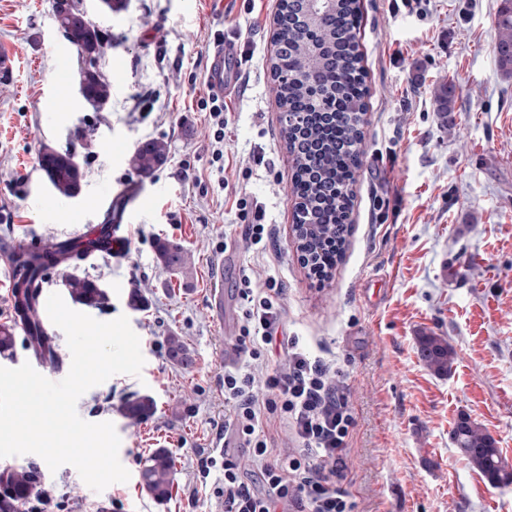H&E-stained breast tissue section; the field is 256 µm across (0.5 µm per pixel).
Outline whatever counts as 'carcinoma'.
<instances>
[{
	"mask_svg": "<svg viewBox=\"0 0 512 512\" xmlns=\"http://www.w3.org/2000/svg\"><path fill=\"white\" fill-rule=\"evenodd\" d=\"M333 13L318 19L304 18L292 12L293 21L302 26L313 40L320 43L321 54H315L305 36L293 34L288 26L276 20L271 40L276 45L288 44V55L271 59L273 92L279 108L299 116V122L282 129V138L293 158L292 193L297 200L293 231L307 263L317 265L330 256L324 247L331 243L343 249L346 243L349 214L353 201L355 173L360 164L366 124L365 71L355 34L360 0H335ZM494 48L512 46V0H502L493 20ZM62 36L77 48L79 55L102 56L105 33L97 28L78 8L62 18L58 25ZM90 88L98 106L106 104L112 90L99 68L90 73ZM438 111H453L456 85L446 82L435 91ZM169 157L167 143L148 140L130 157V165L148 175L163 166ZM39 164L50 187L61 197L71 198L80 186L77 163L69 153L48 147L41 150ZM98 244L90 241L65 250L55 243L42 252H19L14 263L21 282L28 285L57 268L61 256L78 264ZM157 261L167 270L181 273L187 269L188 256L183 249L166 240L155 242ZM63 285L71 300L83 307L102 308L107 291L97 281L77 275L63 276ZM28 311L29 334L26 347L35 356L53 366L61 359L55 353L53 337L45 334L40 317L33 307L35 298L24 289ZM16 344L13 328L0 325V354H10ZM420 361L438 375L451 372L455 350L448 340L433 332L423 331L416 337ZM168 355L185 368L194 364L193 353L179 336L167 338ZM155 400L140 395L124 401L121 414L134 423L149 419L155 412ZM452 440L460 454L477 468L493 486L512 484V469L504 464L496 440L468 417L458 420ZM174 464L165 448L148 457L140 470V484L156 500L168 498L174 483ZM40 471L34 467L0 470V512H23L32 490L40 483Z\"/></svg>",
	"mask_w": 512,
	"mask_h": 512,
	"instance_id": "obj_1",
	"label": "carcinoma"
}]
</instances>
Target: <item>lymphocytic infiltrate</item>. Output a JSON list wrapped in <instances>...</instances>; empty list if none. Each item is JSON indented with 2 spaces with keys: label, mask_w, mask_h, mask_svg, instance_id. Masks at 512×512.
Returning <instances> with one entry per match:
<instances>
[{
  "label": "lymphocytic infiltrate",
  "mask_w": 512,
  "mask_h": 512,
  "mask_svg": "<svg viewBox=\"0 0 512 512\" xmlns=\"http://www.w3.org/2000/svg\"><path fill=\"white\" fill-rule=\"evenodd\" d=\"M282 294L275 280H241L238 360L224 369V428L249 454H225L216 497L224 512H354L355 501L336 486L355 426L352 405L334 364L309 358L296 337L280 334ZM285 428L295 447H279ZM248 471L260 486L245 481Z\"/></svg>",
  "instance_id": "lymphocytic-infiltrate-1"
}]
</instances>
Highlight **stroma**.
Masks as SVG:
<instances>
[{"mask_svg":"<svg viewBox=\"0 0 512 512\" xmlns=\"http://www.w3.org/2000/svg\"><path fill=\"white\" fill-rule=\"evenodd\" d=\"M56 0H0V245L73 232V212H91L103 191L142 185L152 205L133 223L120 258L91 259L75 273L107 285L99 321L126 316L140 339V376L117 374L77 402L88 422H111L125 483L105 490L112 512H215L222 466H207L224 437V356L234 349L210 308L212 289L240 315L242 275L282 284L283 331L310 356L335 361L356 425L338 488L356 512H512V485L496 488L451 440L465 415L496 440L512 465V76L494 53L492 20L501 0H360L358 42L369 89L363 154L353 186L347 241L331 277L311 279L293 240L291 158L271 90L270 27L279 0H71L108 35L100 65L112 85L100 108L74 98L62 108L54 84L76 81L71 52L57 71L51 45L64 38ZM224 37L240 75L224 100V142L213 139L206 74ZM460 88L450 116L436 88ZM167 143L165 165L144 176L129 159L143 142ZM49 146L70 152L79 194L58 200L38 164ZM223 147V162L213 152ZM261 205L273 238L259 254L241 237L237 200ZM190 255L185 273L156 260V239ZM139 289L146 310L129 307ZM456 351L449 375L418 358L420 331ZM180 336L195 362L166 352ZM148 394L152 417L130 424L118 411ZM175 461L170 497L157 502L139 483L155 449ZM37 467L52 501L43 512H93L94 490L70 465L50 471L38 455L0 458V468Z\"/></svg>","mask_w":512,"mask_h":512,"instance_id":"obj_1","label":"stroma"}]
</instances>
